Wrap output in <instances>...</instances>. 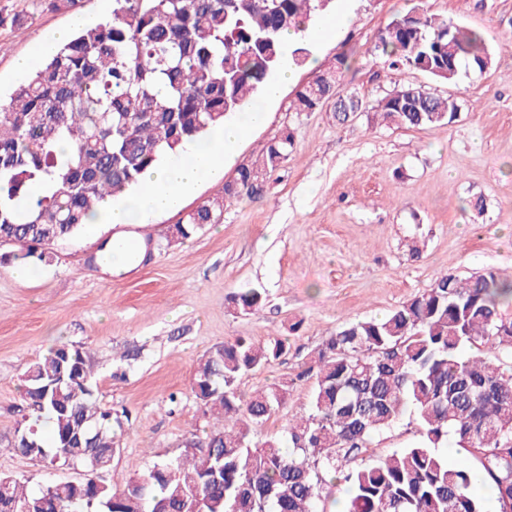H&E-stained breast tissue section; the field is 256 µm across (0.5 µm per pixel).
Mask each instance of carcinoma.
Wrapping results in <instances>:
<instances>
[{
  "instance_id": "1",
  "label": "carcinoma",
  "mask_w": 512,
  "mask_h": 512,
  "mask_svg": "<svg viewBox=\"0 0 512 512\" xmlns=\"http://www.w3.org/2000/svg\"><path fill=\"white\" fill-rule=\"evenodd\" d=\"M333 0H112V18L76 31L37 60L27 81L0 99V238L13 239L10 260L37 264L44 249L77 234L107 197L135 192L145 171L204 141L224 118L258 104L279 70L283 38ZM375 50L390 67L412 66L450 84L492 63L482 35L411 9L378 35ZM338 72L302 86L295 109L311 112L336 96ZM456 98L393 90L371 108L372 121L406 128L452 123ZM291 134L272 140L261 162L242 166L236 184L202 204L176 238L215 224L224 200L260 191L287 159ZM256 289L234 296L242 310L262 309ZM512 274L488 269L462 278L446 273L380 319L343 325L297 380H313L309 410L276 435L261 428L285 404L294 381L250 397L241 378L278 359L280 339L237 338L199 359L194 382L203 415L223 421L193 432L187 452L159 460L121 490L87 478L50 481L37 492L0 474V500L16 512H181L198 495L205 512H318L326 478L347 485L348 512H488L473 481L493 494L495 512L512 502V365L475 350L491 343L512 357ZM66 355L76 375L46 393ZM30 414L14 447L53 465L82 444L76 459L91 473L107 469L114 417L98 398L94 364L67 343L36 358L24 373ZM419 439L360 466L372 436L407 413ZM453 437L466 456L448 465L439 452ZM96 456L97 467L90 465Z\"/></svg>"
}]
</instances>
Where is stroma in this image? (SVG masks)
Instances as JSON below:
<instances>
[{
	"mask_svg": "<svg viewBox=\"0 0 512 512\" xmlns=\"http://www.w3.org/2000/svg\"><path fill=\"white\" fill-rule=\"evenodd\" d=\"M351 20L333 40L300 36L308 56L294 67L262 124L249 128L221 180L201 181L180 207L152 223L83 227L50 245L51 260L17 280L0 262V473L30 489L83 468L54 472L14 448L28 413L23 375L39 355L61 343L82 346L94 363L100 401L121 415L124 432L102 480L123 488L153 462L181 453L189 433L210 427L192 384L197 360L237 337L284 339L287 349L242 377L243 394L286 378L295 385L264 426L278 433L309 408L311 380L296 375L344 324L380 318L429 289L440 275L468 277L492 267L512 271V0H335ZM450 18L481 32L493 55L486 72L450 84L375 55L379 31L410 8ZM20 13L0 27V91L26 75L15 63L52 47L75 15L110 18L112 0H81L78 10L43 0H0ZM340 94L365 109L337 123L333 103L312 112L293 107L316 72L337 67ZM422 88L454 96L456 119L421 129L370 123L366 108L394 89ZM293 136L287 160L254 197L226 200L220 223L200 225L182 244H169L175 225L220 195L240 167L261 157L283 133ZM483 198L485 210L469 203ZM128 233L150 238L147 256L124 275L100 260V246ZM264 292L257 312L233 297ZM414 415L371 439L364 461L386 457L417 439Z\"/></svg>",
	"mask_w": 512,
	"mask_h": 512,
	"instance_id": "stroma-1",
	"label": "stroma"
}]
</instances>
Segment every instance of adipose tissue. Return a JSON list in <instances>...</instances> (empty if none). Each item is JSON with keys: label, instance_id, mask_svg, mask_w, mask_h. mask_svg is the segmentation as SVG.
<instances>
[{"label": "adipose tissue", "instance_id": "adipose-tissue-1", "mask_svg": "<svg viewBox=\"0 0 512 512\" xmlns=\"http://www.w3.org/2000/svg\"><path fill=\"white\" fill-rule=\"evenodd\" d=\"M263 108L249 112L247 119L226 122L205 143L150 168L132 198L104 200L91 224H147L158 214L175 210L202 177L217 175L231 157L249 126L262 121Z\"/></svg>", "mask_w": 512, "mask_h": 512}]
</instances>
